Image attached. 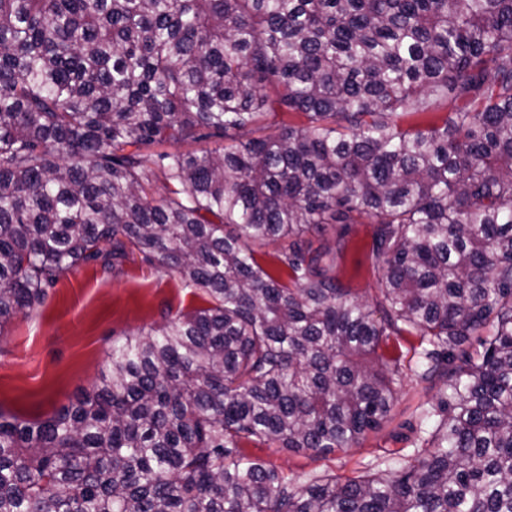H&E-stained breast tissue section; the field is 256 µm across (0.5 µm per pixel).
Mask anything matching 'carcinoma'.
<instances>
[{"label": "carcinoma", "instance_id": "1", "mask_svg": "<svg viewBox=\"0 0 512 512\" xmlns=\"http://www.w3.org/2000/svg\"><path fill=\"white\" fill-rule=\"evenodd\" d=\"M325 224L375 225L383 320ZM134 253L207 306L0 411V512H512V0H0V328ZM404 332L440 386L411 458L295 491L243 453L356 447Z\"/></svg>", "mask_w": 512, "mask_h": 512}]
</instances>
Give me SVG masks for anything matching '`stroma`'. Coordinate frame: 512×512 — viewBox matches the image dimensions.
Masks as SVG:
<instances>
[{
	"label": "stroma",
	"instance_id": "stroma-1",
	"mask_svg": "<svg viewBox=\"0 0 512 512\" xmlns=\"http://www.w3.org/2000/svg\"><path fill=\"white\" fill-rule=\"evenodd\" d=\"M373 233V225H349L337 268L353 297L370 304L378 288L369 259ZM204 303L202 290L138 257L111 271L94 262L74 265L48 288L40 305L0 327V410L50 415L99 380L113 343ZM438 393V386L409 371L389 421L358 447L317 453L249 444L244 452L264 460L297 488L327 472L343 477L365 470L385 473L393 455L413 453L414 428Z\"/></svg>",
	"mask_w": 512,
	"mask_h": 512
}]
</instances>
